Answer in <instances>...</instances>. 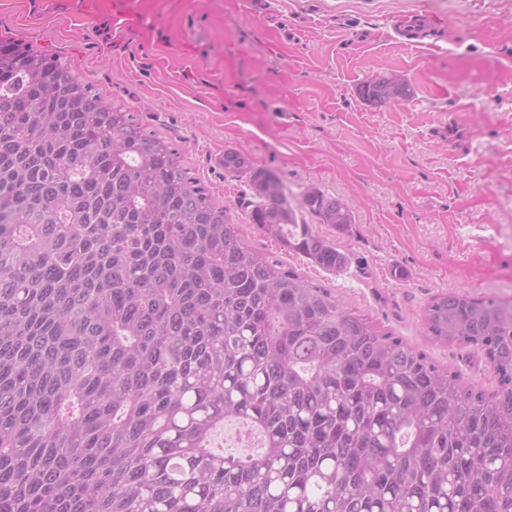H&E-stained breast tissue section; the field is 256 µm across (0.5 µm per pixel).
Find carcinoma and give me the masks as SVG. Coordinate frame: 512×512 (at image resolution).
Masks as SVG:
<instances>
[{
	"label": "carcinoma",
	"instance_id": "1",
	"mask_svg": "<svg viewBox=\"0 0 512 512\" xmlns=\"http://www.w3.org/2000/svg\"><path fill=\"white\" fill-rule=\"evenodd\" d=\"M222 164L246 223L345 268L303 218L342 229L343 199ZM424 327L495 389L249 247L170 140L0 39V512H512V302L441 293ZM226 422L256 444L224 452Z\"/></svg>",
	"mask_w": 512,
	"mask_h": 512
}]
</instances>
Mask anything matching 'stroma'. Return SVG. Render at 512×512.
<instances>
[{
	"instance_id": "1",
	"label": "stroma",
	"mask_w": 512,
	"mask_h": 512,
	"mask_svg": "<svg viewBox=\"0 0 512 512\" xmlns=\"http://www.w3.org/2000/svg\"><path fill=\"white\" fill-rule=\"evenodd\" d=\"M113 8L0 0V37L58 54L137 112L236 217L246 185L225 174L228 149L280 175L291 199L310 188L344 199L354 224L314 227L346 254L339 273L251 226L246 242L494 389L484 357L431 341L423 314L446 291L512 301V0H125L117 30ZM397 21L430 34L403 44ZM391 72L412 100L360 99L361 83Z\"/></svg>"
}]
</instances>
